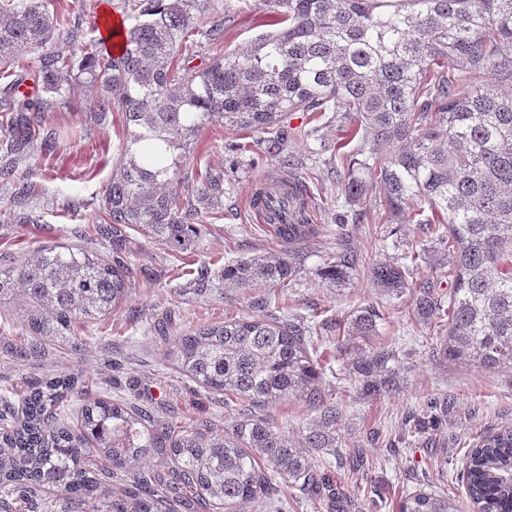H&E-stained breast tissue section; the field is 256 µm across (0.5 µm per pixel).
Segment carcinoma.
I'll list each match as a JSON object with an SVG mask.
<instances>
[{"label":"carcinoma","mask_w":512,"mask_h":512,"mask_svg":"<svg viewBox=\"0 0 512 512\" xmlns=\"http://www.w3.org/2000/svg\"><path fill=\"white\" fill-rule=\"evenodd\" d=\"M281 28L250 49L229 52L200 67L193 46L218 44L225 19L202 28L201 0H121L138 23L114 55L82 23L50 11L52 0H0V148L32 156L55 143L41 135L45 113L75 84L94 94L92 111L123 118L121 155L104 190V223L112 253L44 246L12 267H0V300L25 301L29 335L24 356L44 352L50 338L74 335L81 318L111 314L126 301L133 272L124 258L122 229L138 228L158 245L182 251L197 237V219L221 205L224 179L209 176L188 193L178 190L182 159L204 128L267 132L290 112L313 121L334 113L357 140L334 170L336 201L358 205L354 223L372 207L385 223L434 225L447 250L448 301L420 289L423 318L447 315L443 359L486 369L512 364V0H266ZM56 37L72 53L48 48ZM37 53V73L49 97L39 106L17 100L22 75L15 54ZM80 62H75V54ZM30 192L12 166L0 179ZM302 181L287 192L292 222L277 233L284 249L230 260L220 277L244 288L290 283L305 223ZM431 216L420 219L424 209ZM345 213L336 214V257L320 275L333 284L359 271L345 243ZM407 264L364 269L371 284L400 295L413 287ZM271 299L252 297L253 315L207 324L179 337L178 366L201 387L263 410L294 400L319 412L318 424L297 438L263 416L217 435L175 426L158 432L147 410L105 398L80 406L77 425L62 421L68 395L82 382L63 373L21 396V417L0 415V502L55 512L33 501L53 487L82 512H164L179 497L193 507L242 512L269 505L276 480L321 502L322 477L312 455L337 447L339 409L320 388L323 372L309 354L313 326L302 318L267 314ZM382 314L357 308L352 325L375 332ZM389 353L352 364L365 394L389 389L382 376ZM166 457L168 471L147 470L142 459ZM124 488L93 496L110 476ZM465 479L472 512H512V428L477 436L467 451ZM327 512H349L333 492ZM398 512H462L447 496L419 490Z\"/></svg>","instance_id":"carcinoma-1"}]
</instances>
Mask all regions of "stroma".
<instances>
[{
	"instance_id": "35a3bbf8",
	"label": "stroma",
	"mask_w": 512,
	"mask_h": 512,
	"mask_svg": "<svg viewBox=\"0 0 512 512\" xmlns=\"http://www.w3.org/2000/svg\"><path fill=\"white\" fill-rule=\"evenodd\" d=\"M54 6L58 13L82 19L90 32L108 11L125 27L136 23L120 0H54ZM221 17L230 21L224 40L198 47L197 65L250 47L270 21L263 0H208L199 22L207 26ZM91 105L84 88L76 86L48 114L45 127L57 132L53 148L18 165L31 186L28 196L16 197L11 183L0 179V266L14 265L42 246L111 250V239L100 233L99 216L122 146V116L92 112ZM306 125V115L293 112L266 133L220 124L202 130L181 172L223 174L219 213L201 219L199 236L183 251L160 248L135 230H125L132 288L118 311L77 324L81 348L52 342L40 356L21 357L28 334L24 306L13 299L0 304V387L20 393L35 382L73 372L83 379L71 397L75 408L85 396L112 395L149 407L157 429L176 423L220 431L247 423L255 415L253 408L200 387L176 365L171 352L186 330L249 315L251 290L226 285L216 274L227 260L282 249L268 225L254 222L249 200L253 189L268 179L303 174L306 217L315 230L301 245L298 281L280 289V300L270 312L304 317L319 334L313 357L323 372L321 385L341 416L335 454L316 453L314 464L334 488L350 495L352 512H397L400 499L421 488L467 501L462 472L470 438L512 427V365L485 370L446 363L437 351L446 334L444 321L419 319L412 293L390 296L358 275L338 286L320 278L319 268L336 251L331 192L336 150L350 154L355 146L345 143L333 125L298 137ZM288 159L294 168L285 167ZM392 231L384 240L375 225L346 226L348 245L363 263H400L416 254L417 282L448 292L443 247L436 235L417 224H396ZM204 268L214 276L212 291L198 297L192 288ZM373 303L382 305L384 318L375 336L357 335L351 314ZM382 348L394 353L386 371L392 388L370 397L342 368ZM431 397L450 400V410L430 413L426 423L417 424L409 411Z\"/></svg>"
}]
</instances>
